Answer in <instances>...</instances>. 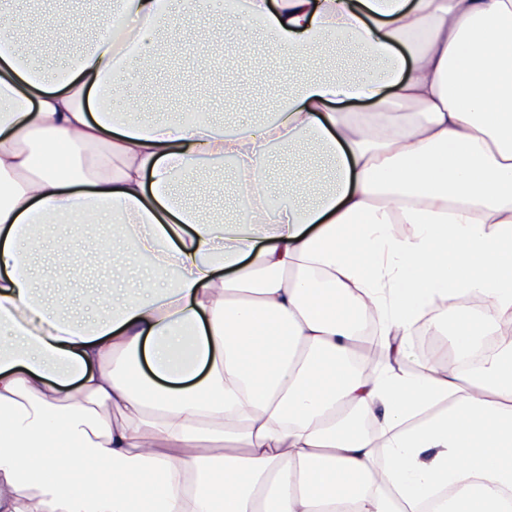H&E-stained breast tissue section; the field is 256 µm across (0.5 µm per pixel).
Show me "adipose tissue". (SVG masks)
Instances as JSON below:
<instances>
[{
    "label": "adipose tissue",
    "instance_id": "obj_1",
    "mask_svg": "<svg viewBox=\"0 0 512 512\" xmlns=\"http://www.w3.org/2000/svg\"><path fill=\"white\" fill-rule=\"evenodd\" d=\"M107 2L58 73L0 38V512H512V0L225 9L211 43L252 24L302 71L234 134L115 117V76L154 63L171 0ZM340 43L383 72L320 75ZM361 98L371 121L330 109ZM309 141L332 184L296 169L297 203L273 208L269 149ZM101 147L113 169L71 175ZM204 160L234 164L242 224L182 204ZM60 217L112 219L124 245L58 279L136 265L137 292L52 310L26 245ZM371 315L387 365L367 376ZM422 327L447 352L403 370Z\"/></svg>",
    "mask_w": 512,
    "mask_h": 512
}]
</instances>
